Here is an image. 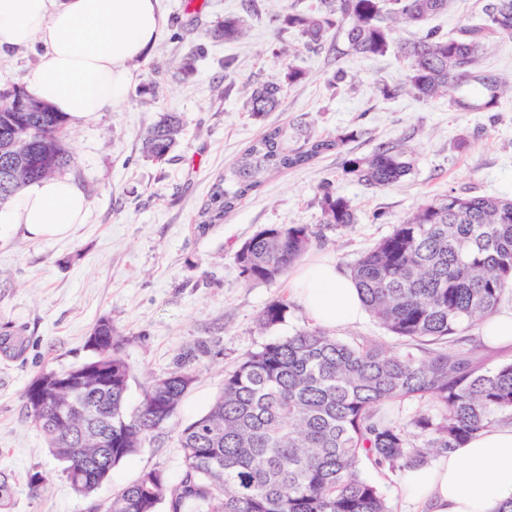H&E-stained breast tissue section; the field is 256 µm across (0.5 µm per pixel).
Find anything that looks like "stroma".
<instances>
[{
  "label": "stroma",
  "mask_w": 512,
  "mask_h": 512,
  "mask_svg": "<svg viewBox=\"0 0 512 512\" xmlns=\"http://www.w3.org/2000/svg\"><path fill=\"white\" fill-rule=\"evenodd\" d=\"M319 0H161L165 16L153 50L133 62L137 88L121 109L87 124L66 125L62 141L72 154L64 174L87 194L83 224L63 239L32 241L0 233V476L12 483L4 512H90L146 470L170 482L183 470L177 430L204 413L224 375L248 352L311 328L298 304L284 320L264 328L259 316L288 299L287 278L246 281L235 254L263 228L302 224L315 237L306 260L349 268L394 224L431 200L461 196L512 198V95L492 112H463L447 97L418 101L403 93L384 97L385 83L401 81L407 63L396 52L382 57L351 53L340 36L309 53L292 28L273 23L279 13H304ZM230 14L242 16L244 38L226 42L212 30ZM192 71H184L187 57ZM236 66L225 71V58ZM346 82L332 86L337 68ZM300 81H289V69ZM271 79L282 84L276 111L255 116L247 92ZM153 84L143 95L139 86ZM166 112L180 113L175 148L156 161L142 141ZM283 127L290 146L310 137L342 138L338 150L299 169L275 173L224 220L199 228L213 185L267 128ZM401 145L413 166L400 182L374 187L343 171L346 158L378 145ZM332 182L350 204V230L325 226L319 187ZM120 336L133 369L128 408L138 406L147 381L187 362L198 379L142 450L112 471L92 496L71 487L27 416L23 393L41 369L86 361L87 337L100 318ZM45 475L38 492L30 474Z\"/></svg>",
  "instance_id": "35a3bbf8"
}]
</instances>
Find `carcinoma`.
Masks as SVG:
<instances>
[{
	"instance_id": "1",
	"label": "carcinoma",
	"mask_w": 512,
	"mask_h": 512,
	"mask_svg": "<svg viewBox=\"0 0 512 512\" xmlns=\"http://www.w3.org/2000/svg\"><path fill=\"white\" fill-rule=\"evenodd\" d=\"M448 5L449 0H320L314 12L274 20L297 30L311 51L324 48L333 29L354 54L379 57L396 49L409 68L403 81L382 85L385 97L405 91L428 102L459 91L455 107L492 112L512 81L483 69L481 57L488 42L512 38V0H489L454 36L427 26ZM396 24L415 28V37L394 45ZM244 31V19L231 15L214 35L234 41ZM281 92L275 80L261 84L247 99L250 111H274ZM65 124L58 112H0V205L69 165L60 138ZM181 125L177 113L163 114L146 133L147 154L156 160L167 156ZM12 138L26 150L28 166L6 179V140ZM44 141L55 142L49 156L40 151ZM339 147L337 139H311L290 149L281 128L265 130L213 188L201 224L222 221L268 175L306 166ZM343 169L385 187L405 177L411 161L404 149L385 144L346 159ZM321 193L324 224L352 228L348 201L329 183ZM313 236L301 224L258 231L236 252L240 274L250 282L277 281L307 252ZM350 275L365 309L400 340L397 349L374 340L343 341L313 328L246 354L224 375L208 410L178 431L184 462L178 482L170 483L159 469L145 471L113 493L107 512H390L381 488L361 476V460L396 473L460 448L487 428L512 423V361L485 370L473 350L459 346L461 333L496 314L512 291V199L450 192L394 225L350 265ZM288 308L283 299L272 302L261 312L260 325L282 322ZM91 335L99 337L96 345H86L91 357L72 370L85 372L97 423L76 417L63 430L55 406L26 403L31 422L85 497L140 452L197 380L180 365L152 379L129 413L132 371L112 321L100 319ZM109 371L112 388L98 386L99 374ZM405 400L423 404L407 426L384 410Z\"/></svg>"
}]
</instances>
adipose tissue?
Wrapping results in <instances>:
<instances>
[{
	"instance_id": "obj_1",
	"label": "adipose tissue",
	"mask_w": 512,
	"mask_h": 512,
	"mask_svg": "<svg viewBox=\"0 0 512 512\" xmlns=\"http://www.w3.org/2000/svg\"><path fill=\"white\" fill-rule=\"evenodd\" d=\"M164 22L160 0H0V53L42 44L24 89L79 125L124 105L136 82L131 64L152 49ZM89 204L73 179L53 176L1 205L0 224L34 241L62 238ZM290 289L323 327L364 315L356 284L336 264H300ZM403 492L425 512H512V424L483 431L433 468L407 472Z\"/></svg>"
}]
</instances>
